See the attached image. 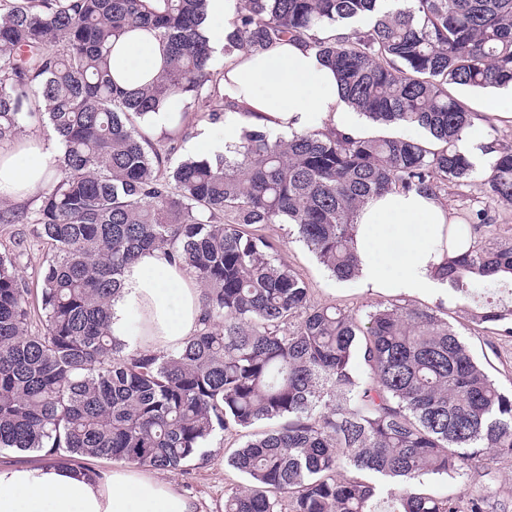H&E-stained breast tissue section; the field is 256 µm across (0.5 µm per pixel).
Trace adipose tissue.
Here are the masks:
<instances>
[{
  "label": "adipose tissue",
  "instance_id": "1",
  "mask_svg": "<svg viewBox=\"0 0 512 512\" xmlns=\"http://www.w3.org/2000/svg\"><path fill=\"white\" fill-rule=\"evenodd\" d=\"M161 55L158 38L133 33L113 50L112 72L126 87L138 88L159 74ZM222 88L235 108L192 139V153L224 151L246 122L288 136L330 127L360 132L359 115L342 101L334 72L299 40L225 59ZM59 157L57 146L35 140L1 150L0 201H21L47 187ZM451 222L432 196L387 193L370 199L354 220L362 289L447 300L448 284L439 271L448 257ZM201 295L194 277L166 250L147 252L125 269L121 289L109 301V331L131 345L178 349L198 328ZM0 512H199V506L146 468L85 473L44 461L0 466Z\"/></svg>",
  "mask_w": 512,
  "mask_h": 512
}]
</instances>
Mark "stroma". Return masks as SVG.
<instances>
[{
  "instance_id": "stroma-1",
  "label": "stroma",
  "mask_w": 512,
  "mask_h": 512,
  "mask_svg": "<svg viewBox=\"0 0 512 512\" xmlns=\"http://www.w3.org/2000/svg\"><path fill=\"white\" fill-rule=\"evenodd\" d=\"M452 92L472 109L475 130L500 146H512V120L486 113L483 107L486 91L456 86ZM487 170V165H477L471 182L464 186L448 187L440 199L460 224L464 223L470 211L485 210L490 225L473 234L472 239L479 246L490 249L512 242V204L483 195L481 181ZM264 233L280 244L289 264L307 283L312 302L333 304L360 316L379 303V296L362 290L357 282H339L329 277L303 243L286 236L283 225H269ZM0 252L14 254L23 285L29 290L31 329L40 331L41 272L50 256L47 245L36 236L33 225L0 224ZM468 307L469 302L462 294L449 292L446 307L449 322L459 330L475 356L491 355L493 378L502 389L512 390V335H505L492 325L474 326L469 320ZM238 444L237 436L227 433L217 435L205 447L202 464L186 474L172 473L171 478L180 491L197 499L200 512H221L224 496L229 489L244 484V476L226 463L230 449ZM484 483L496 490L507 512H512V458H488L475 470L469 471L467 478L456 481L453 488L458 494L464 495Z\"/></svg>"
}]
</instances>
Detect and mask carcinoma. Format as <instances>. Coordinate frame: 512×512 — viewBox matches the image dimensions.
Masks as SVG:
<instances>
[{
	"label": "carcinoma",
	"mask_w": 512,
	"mask_h": 512,
	"mask_svg": "<svg viewBox=\"0 0 512 512\" xmlns=\"http://www.w3.org/2000/svg\"><path fill=\"white\" fill-rule=\"evenodd\" d=\"M233 2L223 57L302 40L347 105L427 138L286 139L249 124L230 153L173 164L188 113L214 124L234 108L201 29L207 0H0V144L34 116L33 96L62 137L40 208L0 211V223L36 225L52 251L41 334L0 253V451L87 472L109 459L186 473L210 439L234 432L245 441L227 462L247 484L223 512H499L489 486L462 496L424 484L456 481L490 452L512 457V392L490 359H475L439 307L381 303L361 318L313 303L261 230L293 227L332 277L352 281L368 199L470 182L458 143L473 112L449 87L512 86V0ZM136 31L165 53L161 73L129 90L109 54ZM173 99L168 127L146 134ZM483 186L512 203V149H497ZM449 233V287L467 295L512 276V245L487 251ZM155 248L194 275L201 327L178 350H130L108 332L107 304L124 268ZM470 319L512 334V300H477ZM263 422L276 426L249 433Z\"/></svg>",
	"instance_id": "obj_1"
}]
</instances>
